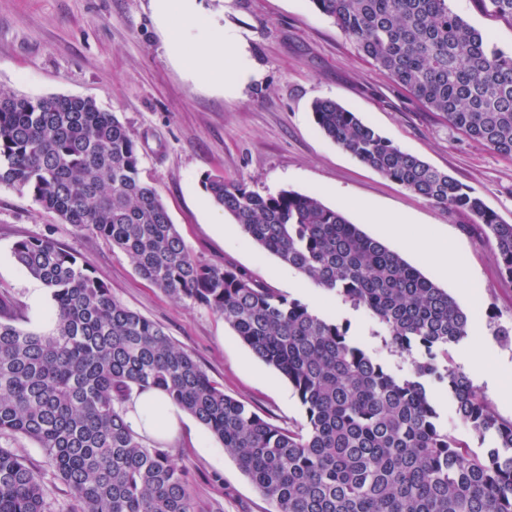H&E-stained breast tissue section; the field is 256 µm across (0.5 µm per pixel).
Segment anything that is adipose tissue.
I'll return each instance as SVG.
<instances>
[{"label":"adipose tissue","instance_id":"ef3b65f1","mask_svg":"<svg viewBox=\"0 0 512 512\" xmlns=\"http://www.w3.org/2000/svg\"><path fill=\"white\" fill-rule=\"evenodd\" d=\"M154 8L166 29L170 55L194 78L231 85L248 77V58L233 33L222 30L209 41L190 44L193 31L209 26L197 0H154ZM182 417V409L154 388L135 392L125 405L127 424L142 436L174 438Z\"/></svg>","mask_w":512,"mask_h":512}]
</instances>
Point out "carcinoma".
<instances>
[{"mask_svg":"<svg viewBox=\"0 0 512 512\" xmlns=\"http://www.w3.org/2000/svg\"><path fill=\"white\" fill-rule=\"evenodd\" d=\"M512 25V0H479ZM357 48L448 123L512 158V50L448 0H312ZM319 131L382 176L488 229L512 282V222L458 180L403 151L338 102L312 104ZM117 115L82 97H19L0 87V186L63 224L101 236L166 295L203 304L292 386L306 421L277 425L224 393L164 330L130 310L55 239L12 254L53 301L52 328L24 330L0 310V435L41 448L71 512H195L186 466L124 419L136 389L164 391L236 460L271 512H512V419L455 366L470 315L399 253L317 197L260 193L208 174L213 203L302 278L364 310L391 351L420 353L398 375L349 334L226 260L195 256ZM491 445L482 455L443 423L430 387ZM39 471L0 446V512H51Z\"/></svg>","mask_w":512,"mask_h":512,"instance_id":"obj_1","label":"carcinoma"}]
</instances>
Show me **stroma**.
<instances>
[{
    "label": "stroma",
    "instance_id": "stroma-1",
    "mask_svg": "<svg viewBox=\"0 0 512 512\" xmlns=\"http://www.w3.org/2000/svg\"><path fill=\"white\" fill-rule=\"evenodd\" d=\"M218 27L237 33L251 73L232 92L193 80L166 51L152 0H0V87L21 96H81L115 112L140 147L142 175L165 202L188 247L213 264L233 262L277 291L329 318L348 320L356 339L396 373L410 369L373 333V322L340 298L305 282L276 256L247 239L216 207L201 180L221 174L250 189L313 194L372 237L361 205L387 218L404 216L402 234L387 246L417 267L471 315L467 339L451 350L466 366L472 347L493 369L512 378V343L492 334L512 325V283L501 278L484 225L451 216L383 177L327 139L311 104L336 100L402 150L448 172L512 222V158L502 157L452 127L366 58L312 0H198ZM449 7L499 47L512 49V26L486 12L479 0H449ZM427 229L447 239L477 292L469 301L430 257L410 250L407 238ZM49 236L89 263L96 277L131 310L161 325L191 353L225 394L267 412L274 422H303L291 385L243 344L223 319L190 300H175L146 282L110 241L80 233L45 212L32 197L0 187V303L18 314L19 327L45 332L52 301L47 290L15 262L14 242ZM0 446L24 455L41 472L56 512L70 503L35 443L20 435ZM189 471L197 512H270L268 502L192 416L167 441Z\"/></svg>",
    "mask_w": 512,
    "mask_h": 512
}]
</instances>
